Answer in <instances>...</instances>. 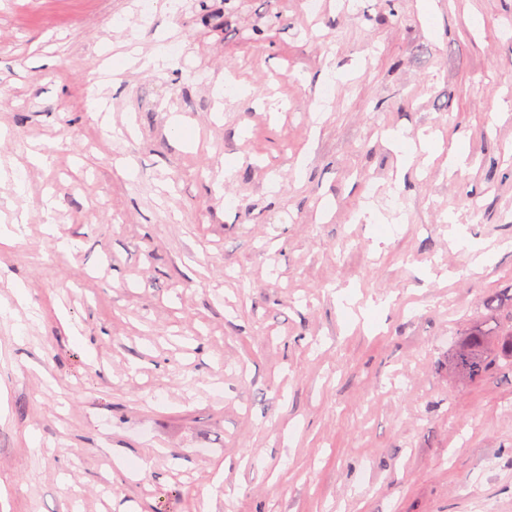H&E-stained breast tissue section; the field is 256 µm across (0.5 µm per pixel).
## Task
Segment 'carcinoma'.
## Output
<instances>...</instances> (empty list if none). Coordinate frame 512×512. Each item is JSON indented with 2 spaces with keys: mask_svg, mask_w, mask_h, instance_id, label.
I'll return each mask as SVG.
<instances>
[{
  "mask_svg": "<svg viewBox=\"0 0 512 512\" xmlns=\"http://www.w3.org/2000/svg\"><path fill=\"white\" fill-rule=\"evenodd\" d=\"M490 311L499 317L489 316L476 325L466 337L456 342L449 368L459 380L476 384L489 377L504 360L512 365V314L504 315L505 306L492 296L487 301Z\"/></svg>",
  "mask_w": 512,
  "mask_h": 512,
  "instance_id": "cac0c4a2",
  "label": "carcinoma"
}]
</instances>
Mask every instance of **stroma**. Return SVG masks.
Masks as SVG:
<instances>
[{
    "label": "stroma",
    "instance_id": "obj_1",
    "mask_svg": "<svg viewBox=\"0 0 512 512\" xmlns=\"http://www.w3.org/2000/svg\"><path fill=\"white\" fill-rule=\"evenodd\" d=\"M182 2L0 0V512H512V0ZM487 306L490 316L456 342L450 358V370L466 384H476L489 377L500 360L512 365V297L508 318L504 315V304L498 306L497 297L491 296ZM497 307L500 322L493 316Z\"/></svg>",
    "mask_w": 512,
    "mask_h": 512
}]
</instances>
